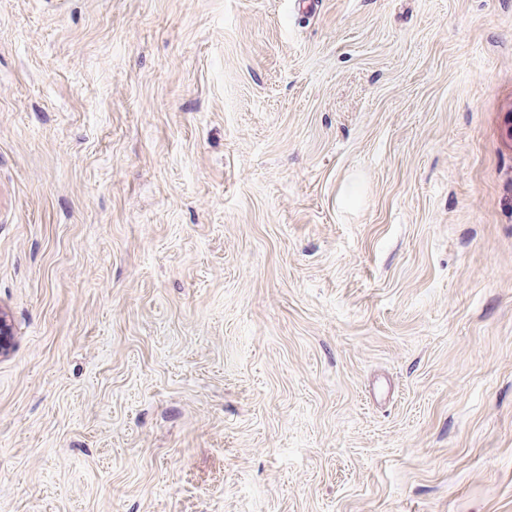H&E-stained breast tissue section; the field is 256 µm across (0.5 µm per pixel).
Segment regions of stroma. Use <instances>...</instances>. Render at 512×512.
<instances>
[{"mask_svg":"<svg viewBox=\"0 0 512 512\" xmlns=\"http://www.w3.org/2000/svg\"><path fill=\"white\" fill-rule=\"evenodd\" d=\"M512 0H0V512H512Z\"/></svg>","mask_w":512,"mask_h":512,"instance_id":"obj_1","label":"stroma"}]
</instances>
